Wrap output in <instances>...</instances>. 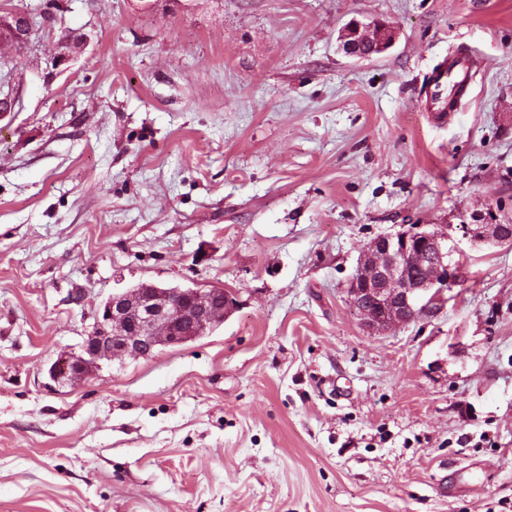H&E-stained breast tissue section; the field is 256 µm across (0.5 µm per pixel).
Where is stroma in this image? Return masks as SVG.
<instances>
[{
    "mask_svg": "<svg viewBox=\"0 0 512 512\" xmlns=\"http://www.w3.org/2000/svg\"><path fill=\"white\" fill-rule=\"evenodd\" d=\"M0 512H512V0H0ZM380 20L385 53L340 29ZM462 109L423 99L455 53ZM65 55L56 64L57 55ZM447 224L438 313L367 335L371 239ZM237 298L215 331L85 380L116 288ZM340 41L347 54L369 58L388 49L394 39L395 30L383 22L361 23L351 20L342 29ZM370 49L371 55L364 56L360 50ZM488 212V211H487ZM486 211H475L466 223V235L475 243L491 242L498 246L512 247V217L502 210L493 212L494 219ZM511 231V234H510ZM509 233V235H508Z\"/></svg>",
    "mask_w": 512,
    "mask_h": 512,
    "instance_id": "obj_1",
    "label": "stroma"
}]
</instances>
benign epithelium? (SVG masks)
<instances>
[{
	"mask_svg": "<svg viewBox=\"0 0 512 512\" xmlns=\"http://www.w3.org/2000/svg\"><path fill=\"white\" fill-rule=\"evenodd\" d=\"M395 39V30L377 21L352 20L341 32L347 54L363 57L362 50L378 55ZM447 224L427 227L416 224L406 231L381 235L362 251L347 294L360 324L370 334L384 333L424 315H434L445 294L458 280L452 263L455 247ZM467 237L512 247V217L498 211H475L466 225ZM216 289L165 287L144 283L134 290L119 289L100 305L80 351L62 355L48 370L60 383L85 380L104 359L147 357L162 347L180 346L208 334L236 306L228 294L224 303L214 300Z\"/></svg>",
	"mask_w": 512,
	"mask_h": 512,
	"instance_id": "benign-epithelium-1",
	"label": "benign epithelium"
}]
</instances>
